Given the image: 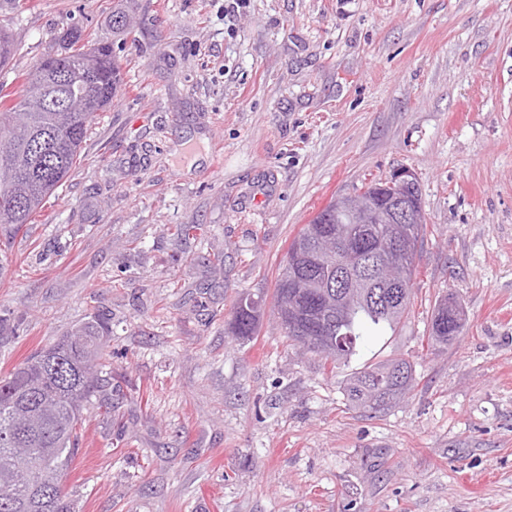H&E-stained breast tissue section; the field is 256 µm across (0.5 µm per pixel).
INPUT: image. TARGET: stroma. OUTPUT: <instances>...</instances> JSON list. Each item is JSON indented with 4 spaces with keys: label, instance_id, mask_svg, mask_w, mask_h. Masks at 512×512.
I'll return each mask as SVG.
<instances>
[{
    "label": "stroma",
    "instance_id": "1",
    "mask_svg": "<svg viewBox=\"0 0 512 512\" xmlns=\"http://www.w3.org/2000/svg\"><path fill=\"white\" fill-rule=\"evenodd\" d=\"M0 0L19 91L77 22L124 84L14 236L0 371L91 317L112 384L83 412L77 512H512V0ZM204 155L186 168V143ZM411 169L427 232L411 313L360 361L416 383L346 408L350 370L290 345L280 266L332 195ZM464 329L429 344L437 300ZM256 334L228 331L238 298ZM262 305V299H254L248 295L237 300L230 322L233 336L248 340L256 334Z\"/></svg>",
    "mask_w": 512,
    "mask_h": 512
}]
</instances>
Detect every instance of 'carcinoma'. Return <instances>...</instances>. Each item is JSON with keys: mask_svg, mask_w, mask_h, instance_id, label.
Wrapping results in <instances>:
<instances>
[{"mask_svg": "<svg viewBox=\"0 0 512 512\" xmlns=\"http://www.w3.org/2000/svg\"><path fill=\"white\" fill-rule=\"evenodd\" d=\"M56 50L40 57L18 92L0 85V234L29 224L70 174L98 113L118 96L121 66L109 44L87 48L83 28L74 24L55 38ZM17 51L10 33L0 28V69ZM346 217L334 202L322 207L303 225L283 260L275 287V310L293 302L295 289L286 279L289 260L316 224H339ZM417 266L400 286L401 302L393 314L360 307L342 321L336 308L320 301L306 312L302 325L326 336H346V348L315 354L334 365L357 356L362 340L383 331L396 332L410 313ZM263 300L239 298L230 332L248 340L256 334ZM463 324L448 319L436 303L430 339L446 346L460 335ZM109 327L93 317L70 333L31 354L0 375V512H76L74 494L64 479L77 453L78 426L104 379L103 339ZM410 362L387 357L364 364L345 386L349 407L381 412L397 403L414 385Z\"/></svg>", "mask_w": 512, "mask_h": 512, "instance_id": "1", "label": "carcinoma"}]
</instances>
